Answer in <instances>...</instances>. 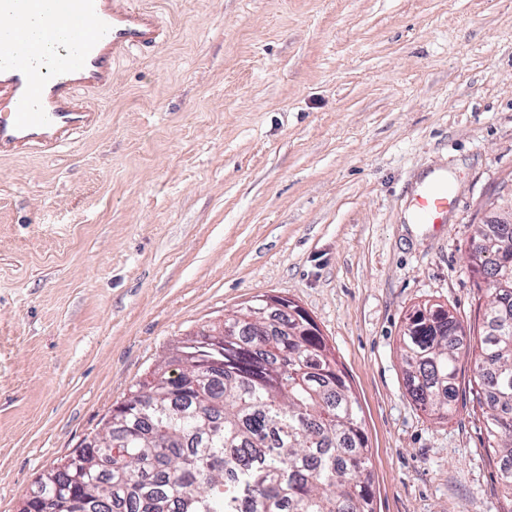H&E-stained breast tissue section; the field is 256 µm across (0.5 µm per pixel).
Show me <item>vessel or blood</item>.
<instances>
[{
  "mask_svg": "<svg viewBox=\"0 0 512 512\" xmlns=\"http://www.w3.org/2000/svg\"><path fill=\"white\" fill-rule=\"evenodd\" d=\"M35 19L44 36L63 40L56 61L36 64ZM161 36L157 18L130 0H0V93L12 106L0 114V154L53 145L89 125L93 111L78 91L110 87L116 58ZM452 203L447 183L432 181L417 200L419 223H445Z\"/></svg>",
  "mask_w": 512,
  "mask_h": 512,
  "instance_id": "obj_1",
  "label": "vessel or blood"
}]
</instances>
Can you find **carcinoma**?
<instances>
[{
	"label": "carcinoma",
	"mask_w": 512,
	"mask_h": 512,
	"mask_svg": "<svg viewBox=\"0 0 512 512\" xmlns=\"http://www.w3.org/2000/svg\"><path fill=\"white\" fill-rule=\"evenodd\" d=\"M484 293L482 324L424 303L400 339L405 385L437 419L456 409L459 364L470 362L473 400L512 497V219L492 215L468 246ZM257 297L224 322V343L189 336L170 364L195 377L169 396L158 368L112 416L120 445L112 469L79 484L74 468L43 479L83 500L77 512H374L362 409L319 332Z\"/></svg>",
	"instance_id": "cac0c4a2"
}]
</instances>
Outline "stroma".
I'll return each mask as SVG.
<instances>
[{
    "label": "stroma",
    "mask_w": 512,
    "mask_h": 512,
    "mask_svg": "<svg viewBox=\"0 0 512 512\" xmlns=\"http://www.w3.org/2000/svg\"><path fill=\"white\" fill-rule=\"evenodd\" d=\"M138 2L164 36L87 92L94 123L0 155V512L258 295L346 372L375 512H512L469 362L435 421L398 350L424 302L473 322L469 241L512 206V0ZM435 171L447 223H407Z\"/></svg>",
    "instance_id": "stroma-1"
}]
</instances>
